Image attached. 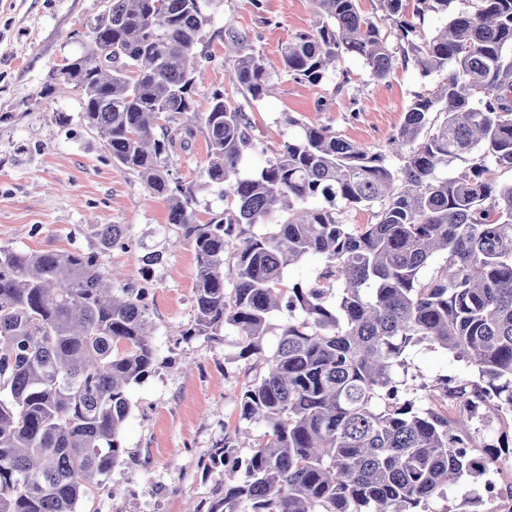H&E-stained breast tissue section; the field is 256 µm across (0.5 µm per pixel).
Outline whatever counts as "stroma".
<instances>
[{
	"instance_id": "obj_1",
	"label": "stroma",
	"mask_w": 512,
	"mask_h": 512,
	"mask_svg": "<svg viewBox=\"0 0 512 512\" xmlns=\"http://www.w3.org/2000/svg\"><path fill=\"white\" fill-rule=\"evenodd\" d=\"M105 9V0H0V245L87 251L96 245V225H125L130 246L111 251L106 267L125 283L148 287L155 363L128 391L131 411L120 433L118 465L77 510L195 512L219 486L218 473L207 466L210 456L228 445L248 456L265 428L239 417L249 366L239 356V336L230 330L211 338L183 335L193 318L192 247L173 235L164 243L162 264L148 270L141 262L142 244H157L155 231L168 222L166 202L149 198L141 180L113 162L81 122L76 93L52 101L38 96L81 49ZM313 19L311 0H263L259 10L252 0H219L202 33L198 49L206 61L196 80L197 111H206L213 91L236 92L224 66L227 30L250 38L277 83L271 97L249 108L257 151L247 157L243 174L297 134V126L286 122L290 116L378 150L402 123L413 93L440 80L399 64L378 80L362 60L346 56L320 84L297 81L282 66L281 48L309 30ZM354 111L359 117L353 121ZM206 155L200 134L190 150H173L168 159L172 179L192 188L203 222L225 206L217 188L199 177ZM409 370L430 383L461 374L463 366L444 350L420 345Z\"/></svg>"
}]
</instances>
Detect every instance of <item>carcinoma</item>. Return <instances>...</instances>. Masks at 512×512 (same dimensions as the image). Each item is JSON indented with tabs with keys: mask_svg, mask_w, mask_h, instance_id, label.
<instances>
[{
	"mask_svg": "<svg viewBox=\"0 0 512 512\" xmlns=\"http://www.w3.org/2000/svg\"><path fill=\"white\" fill-rule=\"evenodd\" d=\"M212 2L107 0L82 50L40 92L77 90L80 119L112 160L165 199L164 230L196 259L185 335L230 326L241 358L255 359L240 412L266 431L246 458L226 446L211 461L224 467V494L209 512H432V500L477 476L468 449L487 447L464 412L512 415V183L496 175L512 171V0H470L428 38L425 17L451 0H377V21L359 0H312L315 29L281 51L296 80L319 84L345 54L378 80L397 60L444 77L412 95L387 151L289 116L299 134L247 176L245 105L271 93L273 76L230 30L224 61L243 102L216 90L195 110ZM172 114L184 118L174 131L161 124ZM199 132L200 178L234 202L204 223L166 162ZM457 158L466 171L436 177ZM360 207L375 222L345 223L344 209ZM96 237L90 252L0 245V512H77L119 462L128 387L154 366L147 289L116 288L105 272L110 251L129 245L125 228L104 224ZM315 256L326 266L314 283L283 284L286 267ZM282 307L289 320L268 355L269 316ZM421 344L477 371L437 379L425 409L407 363Z\"/></svg>",
	"mask_w": 512,
	"mask_h": 512,
	"instance_id": "obj_1",
	"label": "carcinoma"
}]
</instances>
